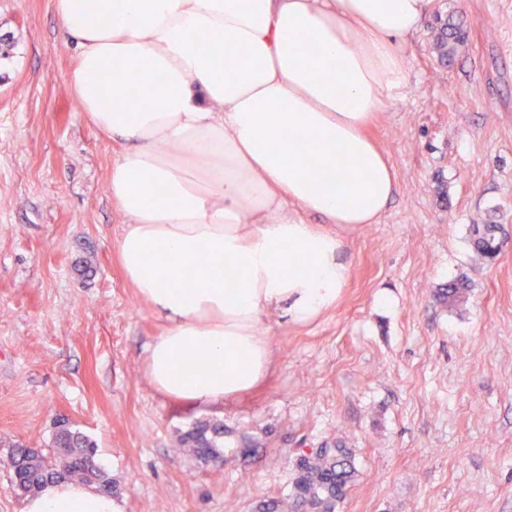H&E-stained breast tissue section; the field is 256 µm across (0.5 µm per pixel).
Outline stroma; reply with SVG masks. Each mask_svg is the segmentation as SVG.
Instances as JSON below:
<instances>
[{"label":"stroma","mask_w":512,"mask_h":512,"mask_svg":"<svg viewBox=\"0 0 512 512\" xmlns=\"http://www.w3.org/2000/svg\"><path fill=\"white\" fill-rule=\"evenodd\" d=\"M448 16L467 39L445 67L431 43ZM0 50V512L23 507L15 449L48 450L61 416L107 457L124 512H255L302 454L339 443L357 478L336 512H512V0H430L408 91L368 128L398 191L377 223L331 227L350 265L336 306L264 315L269 375L210 405L147 382L168 325L123 274L122 145L70 90L55 0H0ZM476 224L504 225L494 260ZM456 279L465 302L440 305ZM209 419L226 429L219 473L181 443Z\"/></svg>","instance_id":"stroma-1"}]
</instances>
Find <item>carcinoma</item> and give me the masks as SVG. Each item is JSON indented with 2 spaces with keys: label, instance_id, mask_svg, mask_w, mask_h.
<instances>
[{
  "label": "carcinoma",
  "instance_id": "cac0c4a2",
  "mask_svg": "<svg viewBox=\"0 0 512 512\" xmlns=\"http://www.w3.org/2000/svg\"><path fill=\"white\" fill-rule=\"evenodd\" d=\"M465 41V31L450 16L441 21L433 49L440 61L450 63ZM501 231L500 224L474 225L473 251L485 260L496 257L502 247ZM467 290L468 285L457 280L439 289L437 296L440 301L453 305L465 298ZM183 443L192 455L222 470L218 460L224 458L223 423L198 422L184 436ZM91 447V442L67 423L53 434L50 452L16 449L12 467L18 489L24 493L33 492L49 477H64L93 483L108 494L116 493L112 479L104 469L88 466V449ZM356 476L351 449L339 444L334 448H318L299 459L289 494L263 501L259 512H336Z\"/></svg>",
  "mask_w": 512,
  "mask_h": 512
}]
</instances>
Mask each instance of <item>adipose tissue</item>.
I'll use <instances>...</instances> for the list:
<instances>
[{
	"mask_svg": "<svg viewBox=\"0 0 512 512\" xmlns=\"http://www.w3.org/2000/svg\"><path fill=\"white\" fill-rule=\"evenodd\" d=\"M428 2L55 0L81 110L125 145L108 185L127 218L124 273L170 322L147 349L154 390L203 404L249 393L274 362L262 315L336 305L350 268L328 227L376 223L397 190L366 128L404 89L402 45ZM139 86L151 95L133 109ZM22 512L123 510L58 479Z\"/></svg>",
	"mask_w": 512,
	"mask_h": 512,
	"instance_id": "ef3b65f1",
	"label": "adipose tissue"
}]
</instances>
